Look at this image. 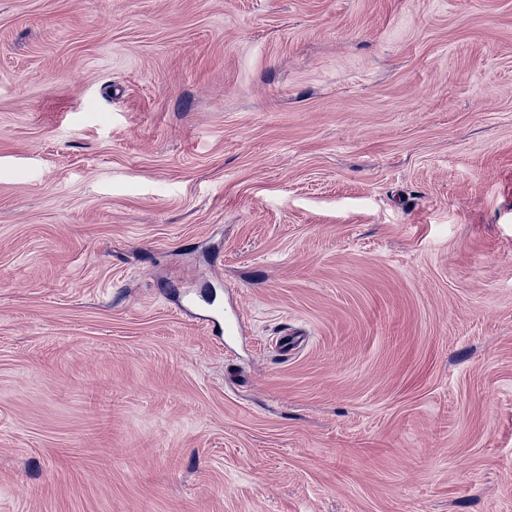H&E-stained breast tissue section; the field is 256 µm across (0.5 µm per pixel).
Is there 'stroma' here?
I'll return each mask as SVG.
<instances>
[{
    "mask_svg": "<svg viewBox=\"0 0 512 512\" xmlns=\"http://www.w3.org/2000/svg\"><path fill=\"white\" fill-rule=\"evenodd\" d=\"M0 512H512V0H0Z\"/></svg>",
    "mask_w": 512,
    "mask_h": 512,
    "instance_id": "obj_1",
    "label": "stroma"
}]
</instances>
